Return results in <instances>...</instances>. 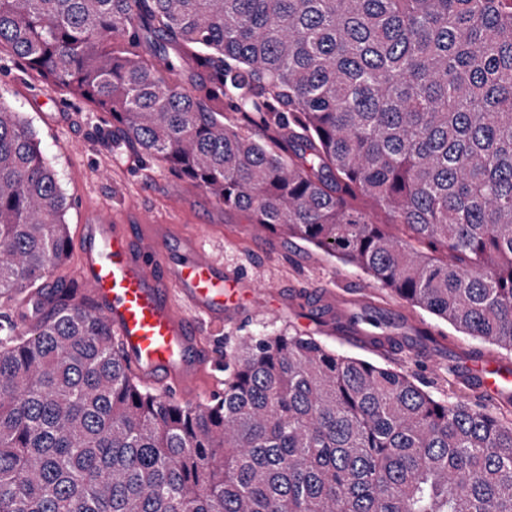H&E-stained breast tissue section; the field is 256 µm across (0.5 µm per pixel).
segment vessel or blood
Wrapping results in <instances>:
<instances>
[{
  "label": "vessel or blood",
  "instance_id": "1",
  "mask_svg": "<svg viewBox=\"0 0 512 512\" xmlns=\"http://www.w3.org/2000/svg\"><path fill=\"white\" fill-rule=\"evenodd\" d=\"M182 249L183 260H175L163 236L95 209L79 229L76 260L81 283L91 290L138 381L163 398L192 401L210 361L197 317L223 321L224 302L235 292L224 287L221 260L196 237L183 239ZM469 377L492 397L512 395L510 365L480 359L471 364Z\"/></svg>",
  "mask_w": 512,
  "mask_h": 512
}]
</instances>
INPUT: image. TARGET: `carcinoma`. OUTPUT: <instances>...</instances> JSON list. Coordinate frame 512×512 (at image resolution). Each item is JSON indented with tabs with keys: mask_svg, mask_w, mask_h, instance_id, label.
<instances>
[{
	"mask_svg": "<svg viewBox=\"0 0 512 512\" xmlns=\"http://www.w3.org/2000/svg\"><path fill=\"white\" fill-rule=\"evenodd\" d=\"M3 47L250 223L512 352V0H0ZM70 207L0 104V300L68 260ZM224 370L204 404L151 393L88 290L0 319V512H512L498 407L299 333Z\"/></svg>",
	"mask_w": 512,
	"mask_h": 512,
	"instance_id": "1",
	"label": "carcinoma"
}]
</instances>
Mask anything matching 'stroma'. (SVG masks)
I'll return each mask as SVG.
<instances>
[{
  "label": "stroma",
  "mask_w": 512,
  "mask_h": 512,
  "mask_svg": "<svg viewBox=\"0 0 512 512\" xmlns=\"http://www.w3.org/2000/svg\"><path fill=\"white\" fill-rule=\"evenodd\" d=\"M0 101L35 132L71 201L66 216L71 230L84 224L89 208L108 206L121 217L135 203L146 223L161 226L172 256H179L185 235L199 234L205 248L223 262L225 274L246 286L223 326L204 333L213 349L205 377L208 395L223 392L224 352L241 337L289 330L315 337L337 353L411 375L421 388L449 401L491 404L490 396L469 384L467 366L476 353L509 363L512 353L457 332L313 246L246 223L241 213L224 208L197 183L165 163L144 159L113 137L109 115L25 71L6 50L0 52ZM319 289L333 290L356 314L368 304L383 308L406 326L427 328L441 344L419 354L396 344L376 347L356 339L311 307L309 294Z\"/></svg>",
  "instance_id": "obj_1"
}]
</instances>
